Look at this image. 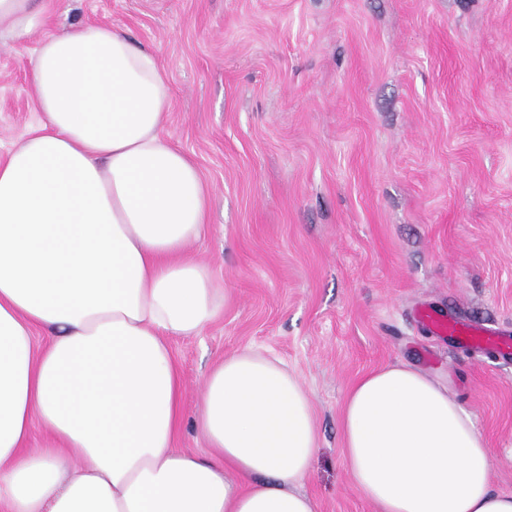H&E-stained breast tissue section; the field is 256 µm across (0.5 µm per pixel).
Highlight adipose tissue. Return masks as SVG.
<instances>
[{
  "label": "adipose tissue",
  "instance_id": "ef3b65f1",
  "mask_svg": "<svg viewBox=\"0 0 512 512\" xmlns=\"http://www.w3.org/2000/svg\"><path fill=\"white\" fill-rule=\"evenodd\" d=\"M43 24L33 0H0V38L42 33L44 115L0 163V512H316L297 489L318 448L312 398L272 353L210 369L196 421L210 452L176 448L169 339L220 307L209 267L185 256L207 189L160 130L156 55L118 27ZM341 426L347 472L377 512H512L473 420L420 370L362 377Z\"/></svg>",
  "mask_w": 512,
  "mask_h": 512
}]
</instances>
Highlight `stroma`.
<instances>
[{
  "mask_svg": "<svg viewBox=\"0 0 512 512\" xmlns=\"http://www.w3.org/2000/svg\"><path fill=\"white\" fill-rule=\"evenodd\" d=\"M55 32L115 26L169 78L163 134L210 190L206 263L226 300L169 345L177 448L205 372L244 348L311 394L316 512H375L340 454L346 395L406 364L447 387L512 492V359L433 335L425 305L512 334V0H39ZM39 40L0 43V161L43 120Z\"/></svg>",
  "mask_w": 512,
  "mask_h": 512,
  "instance_id": "35a3bbf8",
  "label": "stroma"
}]
</instances>
